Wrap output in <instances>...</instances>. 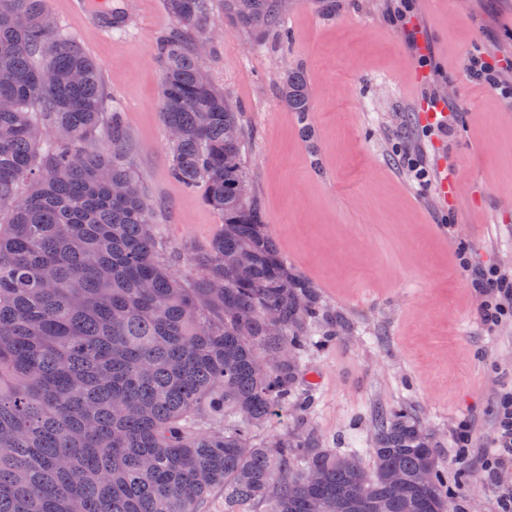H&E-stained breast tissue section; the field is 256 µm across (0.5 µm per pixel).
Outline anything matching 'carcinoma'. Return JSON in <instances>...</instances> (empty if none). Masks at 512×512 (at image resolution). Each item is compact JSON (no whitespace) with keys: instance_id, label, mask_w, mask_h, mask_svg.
<instances>
[{"instance_id":"1","label":"carcinoma","mask_w":512,"mask_h":512,"mask_svg":"<svg viewBox=\"0 0 512 512\" xmlns=\"http://www.w3.org/2000/svg\"><path fill=\"white\" fill-rule=\"evenodd\" d=\"M155 46L160 113L178 137L171 174L203 187L222 229L191 261L163 256L120 115L105 121L94 58L44 0H0V512H455L430 433L405 406L378 415L368 449L254 427L299 405L294 382L324 316L288 273L246 178V129L201 66L211 0H165ZM285 0H224L261 29ZM278 95L306 117L302 73ZM112 158L87 144L103 129ZM316 469L323 483L304 475ZM405 487L393 490L386 471Z\"/></svg>"}]
</instances>
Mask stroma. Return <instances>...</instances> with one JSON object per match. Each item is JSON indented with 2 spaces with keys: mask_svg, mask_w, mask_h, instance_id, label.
<instances>
[{
  "mask_svg": "<svg viewBox=\"0 0 512 512\" xmlns=\"http://www.w3.org/2000/svg\"><path fill=\"white\" fill-rule=\"evenodd\" d=\"M123 33L85 23L70 0H45L62 31L98 62L110 106L129 135L127 164L155 205L156 236L188 260L219 232L202 189L171 175L154 47L174 21L164 0H126ZM203 65L237 105L248 130L244 162L267 230L289 269L314 288L327 318L296 390L311 406L298 424L254 429L263 445L304 436L343 451H366L378 412L407 405L434 433V454L458 489L457 512H501L496 484L477 465L493 440L497 402L512 390V317L488 326L482 296L455 254L512 269V98L474 84L464 63L482 53L505 60L512 85V0H288L263 40L224 15ZM290 68L311 89L300 119L276 86ZM445 100L451 130H430L429 96ZM311 136H304L303 126ZM422 159L431 183L419 185L400 156ZM454 173L447 194L439 185ZM468 427L471 450L454 438Z\"/></svg>",
  "mask_w": 512,
  "mask_h": 512,
  "instance_id": "35a3bbf8",
  "label": "stroma"
}]
</instances>
